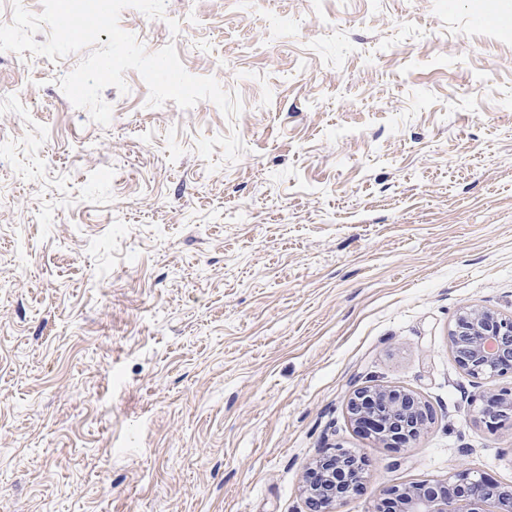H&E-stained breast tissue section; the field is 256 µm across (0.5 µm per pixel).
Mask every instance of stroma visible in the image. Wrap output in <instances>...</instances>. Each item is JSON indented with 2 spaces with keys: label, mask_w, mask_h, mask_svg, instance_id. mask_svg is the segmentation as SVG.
<instances>
[{
  "label": "stroma",
  "mask_w": 512,
  "mask_h": 512,
  "mask_svg": "<svg viewBox=\"0 0 512 512\" xmlns=\"http://www.w3.org/2000/svg\"><path fill=\"white\" fill-rule=\"evenodd\" d=\"M166 0L120 27L174 44L243 110L148 106L106 87L108 125L59 86L83 59L0 51V512H309L342 449L386 489L482 475L512 487V426L448 331L512 316V0ZM179 23L171 32L168 22ZM237 131L225 162L201 139ZM412 391L421 436L346 415ZM346 413L357 428L374 426L378 440L386 446L401 447L416 440L430 423L429 409L416 394L404 389L367 385L356 388ZM500 399L501 403L495 400ZM479 414L483 422L489 427H498L512 421V399L504 394L487 392L481 405Z\"/></svg>",
  "instance_id": "obj_1"
}]
</instances>
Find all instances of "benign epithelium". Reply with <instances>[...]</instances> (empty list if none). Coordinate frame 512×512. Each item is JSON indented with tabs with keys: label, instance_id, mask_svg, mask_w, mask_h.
Returning <instances> with one entry per match:
<instances>
[{
	"label": "benign epithelium",
	"instance_id": "7a95c632",
	"mask_svg": "<svg viewBox=\"0 0 512 512\" xmlns=\"http://www.w3.org/2000/svg\"><path fill=\"white\" fill-rule=\"evenodd\" d=\"M452 352L468 373L489 379L495 373L512 369V317L491 309H465L449 331ZM493 350L486 349L487 342ZM346 413L360 429L374 426L378 440L390 446H404L416 440L430 423L429 409L416 394L404 389L367 385L356 388L349 398ZM483 422L498 427L512 421V399L504 394L487 393L479 409ZM348 486L362 485L369 473L361 461L336 450L317 457L303 493L311 512H336L341 494L336 489V474ZM512 498V490L483 476L462 478L450 485L446 479H432L408 486H393L385 503L394 512H502L501 495Z\"/></svg>",
	"mask_w": 512,
	"mask_h": 512
}]
</instances>
